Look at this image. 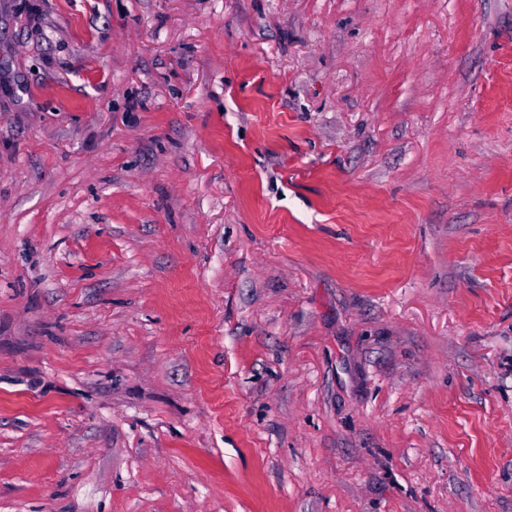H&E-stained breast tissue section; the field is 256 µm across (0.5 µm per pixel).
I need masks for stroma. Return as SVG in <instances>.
Here are the masks:
<instances>
[{
  "label": "stroma",
  "mask_w": 512,
  "mask_h": 512,
  "mask_svg": "<svg viewBox=\"0 0 512 512\" xmlns=\"http://www.w3.org/2000/svg\"><path fill=\"white\" fill-rule=\"evenodd\" d=\"M0 512H512V0H0Z\"/></svg>",
  "instance_id": "stroma-1"
}]
</instances>
